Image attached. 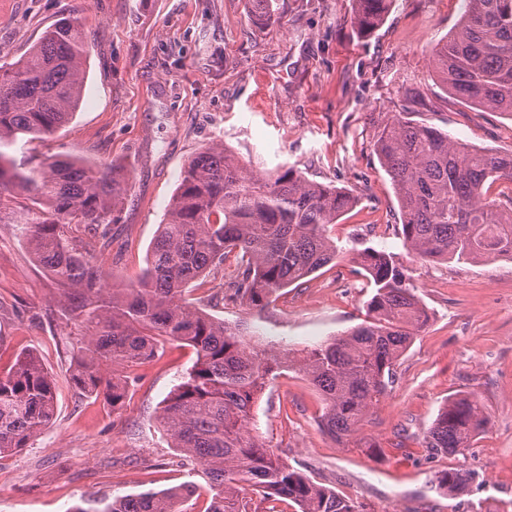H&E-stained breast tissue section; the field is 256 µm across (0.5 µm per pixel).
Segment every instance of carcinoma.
I'll return each instance as SVG.
<instances>
[{
    "label": "carcinoma",
    "mask_w": 512,
    "mask_h": 512,
    "mask_svg": "<svg viewBox=\"0 0 512 512\" xmlns=\"http://www.w3.org/2000/svg\"><path fill=\"white\" fill-rule=\"evenodd\" d=\"M354 23L375 29L391 0H354ZM91 45L82 21L65 18L17 61L0 65V224L20 225L36 262L61 291L67 321L81 328L72 380L84 394L123 406L125 372L152 359L164 340L196 350L197 361L165 400L160 424L189 463H199L211 496L201 512H366L364 503L312 480L251 433L252 409L285 369L302 371L325 407L320 424L343 444L395 383V365L431 314L398 257L365 248L353 261L372 295L366 321L296 357L244 345L238 328L183 302L188 286L235 255L226 283L262 310L291 285L333 263L329 227L355 203L344 189L308 180L299 169L257 171L222 144L195 153L158 226L141 275L103 287L95 246L72 230H107L128 189L114 166L70 156L18 161L4 151L18 136L44 139L72 119ZM441 83L458 102L512 117V0H469L455 32L435 49ZM402 216L403 245L425 262L512 257V202L493 185L512 182V153L479 150L398 112L375 142ZM55 382L41 358L25 353L0 374V456L29 448L52 424ZM489 418L468 397L448 400L428 429L432 454L461 455ZM469 470L434 474L450 497L466 491ZM259 498H253V494ZM191 484L123 496L92 494L67 512H194Z\"/></svg>",
    "instance_id": "obj_1"
}]
</instances>
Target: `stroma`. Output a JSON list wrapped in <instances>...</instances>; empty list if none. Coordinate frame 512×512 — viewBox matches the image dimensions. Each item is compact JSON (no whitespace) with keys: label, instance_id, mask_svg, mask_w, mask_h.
Wrapping results in <instances>:
<instances>
[{"label":"stroma","instance_id":"35a3bbf8","mask_svg":"<svg viewBox=\"0 0 512 512\" xmlns=\"http://www.w3.org/2000/svg\"><path fill=\"white\" fill-rule=\"evenodd\" d=\"M468 0H392L365 35L353 0H273L271 22L249 0H0V63L25 54L43 31L79 16L91 42L83 97L53 135L19 137L15 159L64 152L129 175L104 246L108 280L135 279L186 160L215 143L253 166L292 165L311 180L358 195L333 226L334 263L265 310L224 296L230 270L213 268L194 304L248 332L253 344L301 353L361 325L372 294L352 261L366 247L396 253L431 312L396 368V382L339 444L323 432V402L298 371L273 379L252 425L316 482L368 512H512V259L423 262L398 236L399 205L373 149L379 119L410 107L416 121L497 153L512 152V119L459 104L432 53L458 26ZM420 93L417 103L404 99ZM54 279L34 261L17 225L0 224V373L37 352L54 377L56 418L31 447L0 458V512H67L81 496L162 491L186 483L207 496L202 473L182 462L159 425L164 400L195 351L164 344L137 368L124 406L78 392L70 379L75 329L57 312ZM452 396L490 419L464 454L429 456L425 436ZM379 445L378 456L364 442ZM461 465L468 490L438 493L435 472Z\"/></svg>","mask_w":512,"mask_h":512}]
</instances>
